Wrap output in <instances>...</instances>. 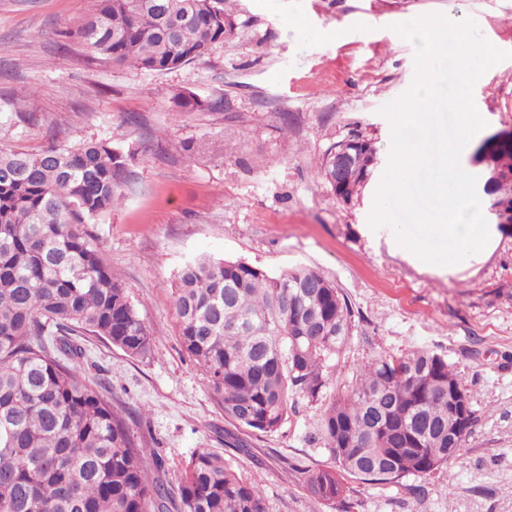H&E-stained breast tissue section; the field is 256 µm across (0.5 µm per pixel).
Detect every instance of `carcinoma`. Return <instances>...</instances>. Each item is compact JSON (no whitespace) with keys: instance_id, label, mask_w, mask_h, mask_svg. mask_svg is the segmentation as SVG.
Listing matches in <instances>:
<instances>
[{"instance_id":"1","label":"carcinoma","mask_w":512,"mask_h":512,"mask_svg":"<svg viewBox=\"0 0 512 512\" xmlns=\"http://www.w3.org/2000/svg\"><path fill=\"white\" fill-rule=\"evenodd\" d=\"M227 0H90L76 37L101 60L147 72L177 69L234 34ZM188 112L222 101L174 95ZM353 175L336 185V146L320 175L345 202L373 172L362 135ZM499 178L486 214L512 200V142L491 158ZM131 177L110 142L52 143L36 153L0 149V512H265L257 480L198 452L174 489L164 465L131 438L125 418L80 372L75 336H96L130 357L150 332L105 250L85 225L122 202ZM182 345L208 375L224 417L262 433L300 399L320 401L350 347L347 297L319 272L272 275L242 260L192 258L174 291ZM467 402L454 418L448 394ZM476 422L472 390L448 358L424 348L374 352L323 405L319 432L332 469L308 478L315 499L346 512L344 481L394 483L458 458Z\"/></svg>"}]
</instances>
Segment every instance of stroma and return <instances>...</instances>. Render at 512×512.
<instances>
[{"instance_id":"35a3bbf8","label":"stroma","mask_w":512,"mask_h":512,"mask_svg":"<svg viewBox=\"0 0 512 512\" xmlns=\"http://www.w3.org/2000/svg\"><path fill=\"white\" fill-rule=\"evenodd\" d=\"M87 4L0 0V148L93 138L133 150L121 205L90 230L152 349L132 358L80 337L81 373L107 389L135 442L162 458L167 481L179 484L190 458L207 450L259 482L265 512H331L308 485L309 474L334 464L318 438L319 404L299 401L273 433L236 425L182 346L176 276L187 260L211 256L273 274L310 268L341 290L354 330L335 386L379 348L419 346L447 356L472 389L477 421L460 458L429 479L348 480L351 512H512V235L439 266L369 223L391 148L380 109L415 78V47L395 25L433 14L470 19L512 52V0H231L234 35L163 73L112 66L74 39ZM22 87L32 94L20 117L11 100ZM187 91L224 108L179 111L174 96ZM473 99L485 121L473 144L512 129V59L478 79ZM131 113L138 127L126 125ZM354 131L373 142L379 164L345 204L318 166Z\"/></svg>"}]
</instances>
